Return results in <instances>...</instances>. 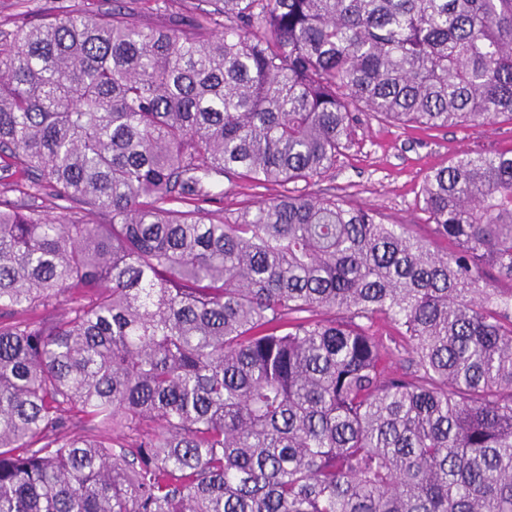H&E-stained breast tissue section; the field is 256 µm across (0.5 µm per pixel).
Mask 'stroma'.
<instances>
[{
  "instance_id": "obj_1",
  "label": "stroma",
  "mask_w": 512,
  "mask_h": 512,
  "mask_svg": "<svg viewBox=\"0 0 512 512\" xmlns=\"http://www.w3.org/2000/svg\"><path fill=\"white\" fill-rule=\"evenodd\" d=\"M103 13L112 0H0V39L42 18L55 7ZM357 143L322 179L321 188L379 211L387 222L413 225L430 236L417 207L425 174L467 151L492 155L512 150V119L502 116L482 127L426 129L394 126L364 116Z\"/></svg>"
}]
</instances>
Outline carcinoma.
Returning a JSON list of instances; mask_svg holds the SVG:
<instances>
[{
    "label": "carcinoma",
    "mask_w": 512,
    "mask_h": 512,
    "mask_svg": "<svg viewBox=\"0 0 512 512\" xmlns=\"http://www.w3.org/2000/svg\"><path fill=\"white\" fill-rule=\"evenodd\" d=\"M199 2L0 43L10 188L63 202L0 200V512H512V155L426 175L444 253L319 188L364 112L512 118V0ZM283 188L276 185H268L266 188H255L249 184H240L235 190L224 196L221 202L207 203L203 206L214 211V214L224 215L235 212L246 202L254 201L262 198L274 197L279 194ZM5 196L17 207L27 209V208H35L48 211L50 214H56L57 209H53V199H51L46 194H41L35 197H27L23 195H19L18 193L7 192Z\"/></svg>",
    "instance_id": "cac0c4a2"
}]
</instances>
